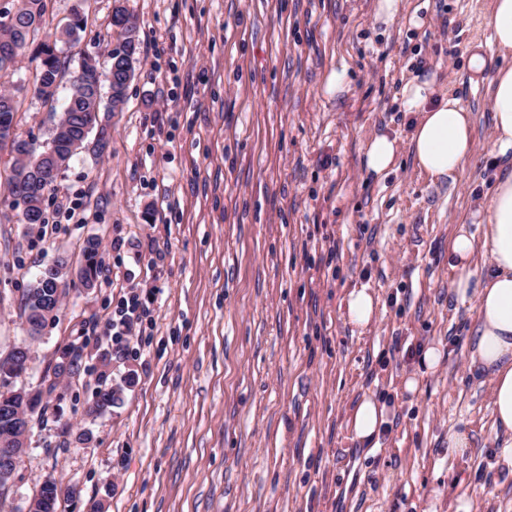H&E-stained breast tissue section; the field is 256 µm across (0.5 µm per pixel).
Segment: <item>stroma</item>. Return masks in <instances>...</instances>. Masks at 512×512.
Wrapping results in <instances>:
<instances>
[{"label":"stroma","instance_id":"1","mask_svg":"<svg viewBox=\"0 0 512 512\" xmlns=\"http://www.w3.org/2000/svg\"><path fill=\"white\" fill-rule=\"evenodd\" d=\"M491 0H404L376 21L374 0H123L140 54L122 111L102 113V155L81 152L24 224L0 152V358L27 348L0 391L38 389L23 462L0 512H26L49 477L74 488L58 512H512V475L489 390L468 371L473 304L450 288L454 230L476 229L497 171L490 87L468 67L504 58L489 43ZM114 0H86L74 49L107 67ZM417 15L421 26L408 23ZM349 83L327 94L328 75ZM434 78L471 111L474 152L450 178L410 154L416 116L402 85ZM17 132L43 147L53 114L20 93ZM396 138L382 178L367 141ZM99 243L94 287L70 279L42 334L23 298L57 256ZM377 317L347 324L349 291ZM136 290L150 312L117 347V307ZM445 358L420 374L421 352ZM76 360L77 373L55 374ZM418 380L416 392L404 381ZM123 386L91 415L97 389ZM383 402L377 447L352 438L362 396ZM468 431L457 456L448 433ZM376 300L367 288H355L344 302V317L348 323L357 327L371 324L376 314Z\"/></svg>","mask_w":512,"mask_h":512}]
</instances>
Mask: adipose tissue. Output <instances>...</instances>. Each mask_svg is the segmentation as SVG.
Wrapping results in <instances>:
<instances>
[{"label":"adipose tissue","instance_id":"ef3b65f1","mask_svg":"<svg viewBox=\"0 0 512 512\" xmlns=\"http://www.w3.org/2000/svg\"><path fill=\"white\" fill-rule=\"evenodd\" d=\"M495 147L512 152V65L499 67L491 80ZM401 106L416 113L410 138L416 167L434 178L458 172L473 152L472 116L454 96H437L434 80L413 78L401 88ZM491 259L490 271L475 262L477 254ZM451 286L459 301H475L468 361L491 385V415L503 440L501 465L512 474V170L498 172L479 231L459 227L449 248ZM385 407L362 397L350 416L356 440L370 442L380 434Z\"/></svg>","mask_w":512,"mask_h":512}]
</instances>
